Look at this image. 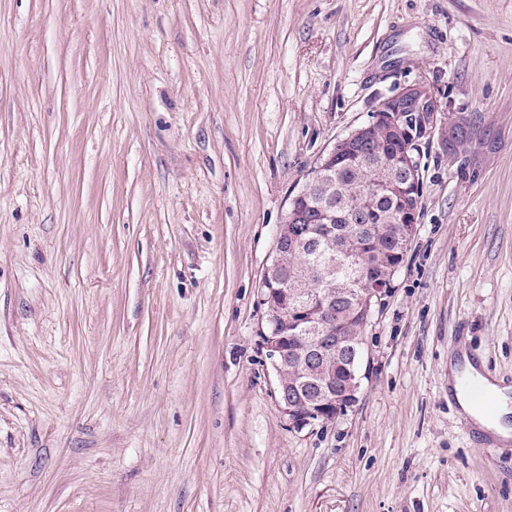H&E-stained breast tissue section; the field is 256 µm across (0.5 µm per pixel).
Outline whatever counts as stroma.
Listing matches in <instances>:
<instances>
[{"instance_id": "obj_1", "label": "stroma", "mask_w": 512, "mask_h": 512, "mask_svg": "<svg viewBox=\"0 0 512 512\" xmlns=\"http://www.w3.org/2000/svg\"><path fill=\"white\" fill-rule=\"evenodd\" d=\"M422 77L479 142L422 144L357 401L294 429L277 228ZM463 350L512 386V0H0V512H512Z\"/></svg>"}]
</instances>
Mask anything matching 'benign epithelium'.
<instances>
[{
  "label": "benign epithelium",
  "instance_id": "obj_1",
  "mask_svg": "<svg viewBox=\"0 0 512 512\" xmlns=\"http://www.w3.org/2000/svg\"><path fill=\"white\" fill-rule=\"evenodd\" d=\"M443 111L437 91L427 79L400 86L380 100L367 122L320 155L308 174L310 184L319 170L341 164L362 151L373 152L385 139L404 145L388 172L365 179L357 197L360 211H367L384 197L399 211L401 228L391 263L380 273L360 260L355 241L348 238L338 246L336 234L329 232L326 239L331 254L325 264L326 288L322 294L312 296L299 278L289 289L280 287L297 251H315L319 244L318 238L304 235L305 225L314 219L299 204L304 192L289 197L286 219L277 229L275 255L263 277L267 308L261 341L273 363L281 411L297 430L333 422L356 402L363 333L390 289L416 230L417 201L423 185L419 148L433 135L438 114ZM471 141L468 116L448 113V157L459 156ZM281 295L292 300L291 309L281 307ZM346 299L352 300L347 316L336 310V302Z\"/></svg>",
  "mask_w": 512,
  "mask_h": 512
}]
</instances>
